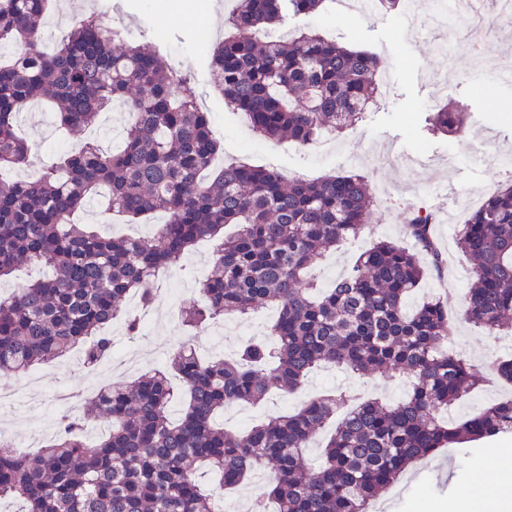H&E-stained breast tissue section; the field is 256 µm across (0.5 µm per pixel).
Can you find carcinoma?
<instances>
[{
  "label": "carcinoma",
  "instance_id": "carcinoma-1",
  "mask_svg": "<svg viewBox=\"0 0 512 512\" xmlns=\"http://www.w3.org/2000/svg\"><path fill=\"white\" fill-rule=\"evenodd\" d=\"M234 33L214 44L211 65L225 102L255 133L307 146L339 133L376 103L383 61L373 52L314 32H264L287 16H309L324 0H235ZM48 0H0V172L25 167L29 146L16 117L44 102L71 130L91 126L112 102L128 122L116 151L87 141L34 178L0 176V279L24 262L51 268L0 298V373L82 351L86 367L112 354L103 332L138 293L153 306L157 273L180 265L194 244L218 240L214 271L199 281L185 323L204 330L226 313L272 305L268 338L244 343L231 361L203 362L182 342L168 371L138 376L98 393L81 414L66 413L55 438L18 457L0 446V500L21 499L24 512H215L213 493L240 486L255 466L275 474L267 495L277 512H368L406 468L465 439L512 432V398L459 421L453 407L478 384L473 365L446 348L456 325L435 300L409 308L425 276L418 254L380 240L353 268L321 287L309 276L325 253L360 236L375 207L364 176L349 171L317 180L226 163L190 80L169 69L161 50L132 45L91 16L53 48L42 41ZM466 113L439 107L432 131L456 135ZM106 192L112 208L167 220L138 238L105 237L72 216ZM434 215L417 212L407 234L441 264ZM472 263L464 320L485 333L512 330V184L471 212L457 239ZM334 364L359 378L375 372L410 376L397 404L351 403L338 390L316 395L294 412L241 432L217 423L229 403L258 404L270 393H294L309 373ZM176 377L182 415L169 405ZM110 422L89 442V419ZM336 421L308 461L317 432Z\"/></svg>",
  "mask_w": 512,
  "mask_h": 512
}]
</instances>
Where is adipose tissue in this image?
I'll use <instances>...</instances> for the list:
<instances>
[{
  "mask_svg": "<svg viewBox=\"0 0 512 512\" xmlns=\"http://www.w3.org/2000/svg\"><path fill=\"white\" fill-rule=\"evenodd\" d=\"M486 454L499 461L497 478L488 482L480 471H473L470 482L461 487L449 512H512V450L490 448Z\"/></svg>",
  "mask_w": 512,
  "mask_h": 512,
  "instance_id": "ef3b65f1",
  "label": "adipose tissue"
}]
</instances>
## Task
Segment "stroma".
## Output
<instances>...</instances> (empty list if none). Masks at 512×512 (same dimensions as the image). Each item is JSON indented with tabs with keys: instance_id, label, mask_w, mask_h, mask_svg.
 Returning a JSON list of instances; mask_svg holds the SVG:
<instances>
[{
	"instance_id": "stroma-1",
	"label": "stroma",
	"mask_w": 512,
	"mask_h": 512,
	"mask_svg": "<svg viewBox=\"0 0 512 512\" xmlns=\"http://www.w3.org/2000/svg\"><path fill=\"white\" fill-rule=\"evenodd\" d=\"M230 3L231 0H72L66 14L57 6H50L46 20L51 23L60 19L71 26L94 11L121 21L130 43L161 42L171 67L190 78L203 102V111L208 112L224 145L225 159L308 180L356 170L369 182L379 184L386 199L376 204L364 237L342 244L314 268V276L323 284H331L338 273L349 270L361 250L372 242L391 239L406 244L408 189L414 186L426 192L429 204L446 215L436 224L435 234L447 257V268L443 274L426 276L413 294L412 304L437 299L447 307L457 325L449 346L462 352L475 368H483L489 358L512 356V346L498 344L494 335L477 333L463 319L471 269L456 246V238L469 213L449 206L445 193L452 185L460 195L471 196L479 204L489 193L512 183V174L486 159L493 144L512 152V84L499 80L500 74H512V37L492 33L486 48L463 57L457 72L449 74L446 86L438 89L428 82L427 75L443 68L447 58L438 50L437 39L411 37L401 13L382 12L366 18L350 13L344 0H331L317 14L286 17L277 25V33L311 29L343 45L377 53L392 71V87L381 104L336 137L334 150L318 153L257 136L246 116L225 104L219 77L210 66L212 50L198 46L194 23L202 19L212 28L223 29ZM446 103L458 105L467 114L466 129L459 135L444 136L429 130L433 106ZM19 125L31 147L32 161L42 165L51 163L80 139L78 133L58 128L50 112L40 105L24 112ZM272 320V315L261 309L245 318L224 316V341L230 348H237L244 339L267 334ZM184 335L181 321L176 320L153 326L138 341L128 342L121 335L117 342L125 353H136L143 369L149 370L164 367L175 343ZM36 372L42 378L39 404L22 402L12 408H0V424L18 440L45 421L46 409L55 404L61 388L80 390L88 384L76 350L37 366ZM406 382L403 374L377 372L361 380L336 367L324 366L309 374L302 390L315 395L347 387L362 397L395 404L403 400ZM489 448H512V434L455 444L413 464L378 502L377 512H419L425 504L433 505V512H448L449 500L468 478L474 462L483 461L485 479H495L497 462L484 458Z\"/></svg>"
}]
</instances>
